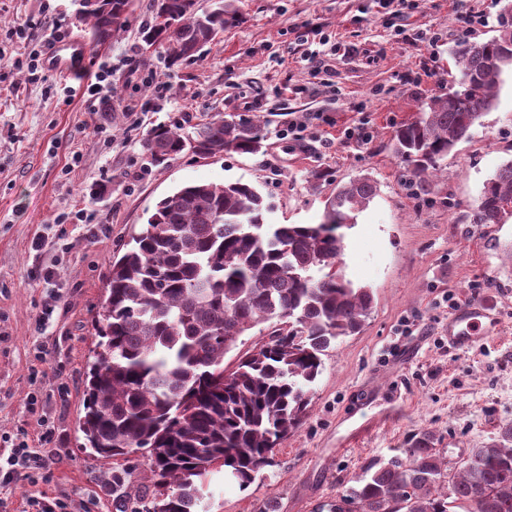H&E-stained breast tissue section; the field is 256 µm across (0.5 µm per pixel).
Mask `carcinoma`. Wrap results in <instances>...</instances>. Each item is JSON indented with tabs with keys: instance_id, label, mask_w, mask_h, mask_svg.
I'll return each mask as SVG.
<instances>
[{
	"instance_id": "cac0c4a2",
	"label": "carcinoma",
	"mask_w": 512,
	"mask_h": 512,
	"mask_svg": "<svg viewBox=\"0 0 512 512\" xmlns=\"http://www.w3.org/2000/svg\"><path fill=\"white\" fill-rule=\"evenodd\" d=\"M154 9L143 41L166 47L175 65L221 38L236 20L230 0L198 12L195 0ZM133 0H96L75 23L104 45L130 22ZM459 88L432 97L420 116L396 128L392 150L415 194H429L457 144L490 110L502 74L512 71V25L487 40L464 38L451 50ZM265 125L255 116L214 115L190 134L151 129L143 148L165 165L185 154H258ZM365 174L336 189L318 224H270L248 182L195 183L161 199L113 259L101 318L106 357L88 364L81 430L102 458L146 452L154 490L129 510L131 474L112 471L115 512H195L214 470L248 487L272 465L274 449L307 415L323 357L360 332L373 293L336 269L343 229L374 198ZM512 161L489 179L472 224H504L512 211ZM270 323L268 338L224 356L240 336ZM327 512H512V425L470 451L457 476L429 437L388 459H371Z\"/></svg>"
}]
</instances>
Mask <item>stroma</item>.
Masks as SVG:
<instances>
[{"label":"stroma","mask_w":512,"mask_h":512,"mask_svg":"<svg viewBox=\"0 0 512 512\" xmlns=\"http://www.w3.org/2000/svg\"><path fill=\"white\" fill-rule=\"evenodd\" d=\"M153 0H135L129 27L92 47L81 74L30 73L29 54L46 50L54 29H77L78 0H0V454L37 439L27 396L38 393L54 423L42 450L43 481L0 490V512H26L35 492L68 496L75 512H113L112 469L84 446V378L98 336L114 257L125 252L159 200L198 182L252 183L273 224L321 222L336 186L368 174L377 194L347 229L340 263L354 285L372 289L362 330L324 359L303 424L274 451L247 489L210 477L198 512H321L373 457H390L430 433L456 473L470 449L512 425V220L473 224L484 184L512 160V73L469 141L449 154L434 193L411 195L390 143L397 126L445 91L448 51L463 33L493 35L496 0H409L394 12L379 0H235L241 15L200 54L169 65L141 39ZM26 29L28 39L18 38ZM334 78L316 73L313 54ZM112 66L110 105L78 91ZM167 97L151 100L149 82ZM265 121L256 155L184 156L151 165L147 132H192L207 116ZM308 116L303 140L283 137L290 114ZM365 123L366 142L345 130ZM85 226L46 233L61 214ZM58 271L54 285L42 279ZM490 307L497 330L465 350L448 345V320L467 302ZM56 308L45 332L37 320ZM44 360H36V348Z\"/></svg>","instance_id":"1"}]
</instances>
